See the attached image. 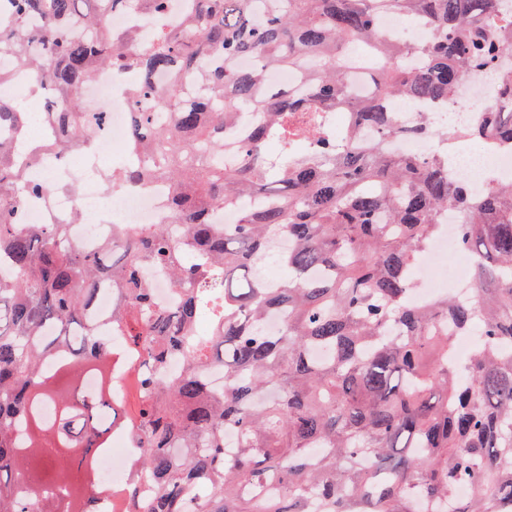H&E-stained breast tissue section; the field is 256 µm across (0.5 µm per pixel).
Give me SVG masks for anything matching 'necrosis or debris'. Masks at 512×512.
I'll list each match as a JSON object with an SVG mask.
<instances>
[{"mask_svg": "<svg viewBox=\"0 0 512 512\" xmlns=\"http://www.w3.org/2000/svg\"><path fill=\"white\" fill-rule=\"evenodd\" d=\"M88 107L108 113L109 119L98 134L99 146L93 154L77 153L75 161L50 157L33 165L28 177L34 181L53 179L74 181L79 185L75 194L61 193L50 202H30L23 211L25 224H69L73 227V242L86 250H95L126 232L131 226H151L164 217V206L169 197L165 182H155L146 193L131 192L115 198L103 189L105 169L103 162L113 156L130 163L132 156L127 146L131 139L130 102L117 89V79L110 70L97 71L84 87ZM493 88L487 75H467L459 85L451 105L436 108L432 117L443 126L472 123L478 120L484 106L492 99ZM450 176H462L478 190L491 182L512 180V147L502 146L496 152L469 150L449 157ZM455 210L442 212L439 232L423 254L412 274L413 298L428 304L436 297L451 295L455 300L470 297L472 265L464 263L445 268L446 255L459 252L458 224ZM100 335L112 342L110 387L112 397L120 404L139 401L144 397L139 370L146 355L140 348L126 343L116 327L101 324ZM140 437L137 422L115 424L112 428V446L97 463L96 480L108 486L109 491L98 499L99 512H125L129 483H136L139 493L151 495L150 476L138 466Z\"/></svg>", "mask_w": 512, "mask_h": 512, "instance_id": "4bbe7bcc", "label": "necrosis or debris"}]
</instances>
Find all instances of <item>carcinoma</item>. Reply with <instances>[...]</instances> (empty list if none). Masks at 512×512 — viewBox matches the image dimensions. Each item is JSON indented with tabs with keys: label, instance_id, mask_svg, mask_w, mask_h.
Segmentation results:
<instances>
[{
	"label": "carcinoma",
	"instance_id": "cac0c4a2",
	"mask_svg": "<svg viewBox=\"0 0 512 512\" xmlns=\"http://www.w3.org/2000/svg\"><path fill=\"white\" fill-rule=\"evenodd\" d=\"M170 2L0 0V51L50 87L37 111L57 126L54 144L24 145L33 94L0 95V512H96L94 465L128 413L79 380L110 363L94 298L112 285L108 320L148 357L135 414L156 492L133 512H512V182L477 191L448 179V152L384 144L512 142V67L471 127L407 129L384 108L395 96L446 103L468 72L512 58V14L493 0H195L173 26ZM393 12L432 24L416 63L379 27ZM114 13L154 31L114 29ZM352 42L376 53L368 98L347 76ZM101 67L136 75L121 89L143 157L110 182L171 192L165 222L86 251L71 225L25 228L16 214L55 190L30 181L29 164L97 149L107 115L72 94ZM269 68L299 71L302 88L268 86ZM162 72L165 91L152 84ZM339 105L376 136L349 146L323 130L295 151ZM240 112L252 120L227 164L224 128ZM272 137L275 159L262 152ZM450 207L474 257L471 298L415 306L413 267ZM225 210L239 222L219 223ZM281 235L287 276L269 288L254 265ZM144 265L169 271L176 305L154 302ZM270 312L284 316L277 336L258 331ZM472 327L462 375L454 341ZM172 358L178 378L151 373ZM218 364L220 393L204 378ZM388 148L393 153H404L414 156H426L435 148V144L426 138L419 136L402 139H390Z\"/></svg>",
	"mask_w": 512,
	"mask_h": 512
}]
</instances>
